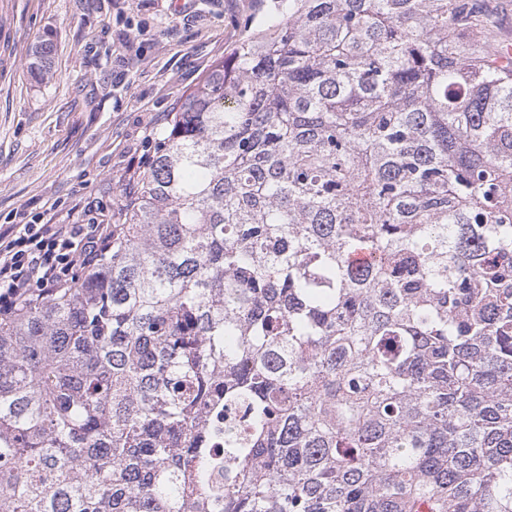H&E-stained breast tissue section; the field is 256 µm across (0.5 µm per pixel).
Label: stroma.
Listing matches in <instances>:
<instances>
[{
	"mask_svg": "<svg viewBox=\"0 0 512 512\" xmlns=\"http://www.w3.org/2000/svg\"><path fill=\"white\" fill-rule=\"evenodd\" d=\"M279 0H0V225L118 224L186 93ZM42 41L46 74L32 67Z\"/></svg>",
	"mask_w": 512,
	"mask_h": 512,
	"instance_id": "35a3bbf8",
	"label": "stroma"
}]
</instances>
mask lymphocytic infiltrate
Listing matches in <instances>:
<instances>
[{
  "label": "lymphocytic infiltrate",
  "mask_w": 512,
  "mask_h": 512,
  "mask_svg": "<svg viewBox=\"0 0 512 512\" xmlns=\"http://www.w3.org/2000/svg\"><path fill=\"white\" fill-rule=\"evenodd\" d=\"M112 246L108 224H41L0 231V317L33 293L50 295L77 285L76 268H89Z\"/></svg>",
  "instance_id": "lymphocytic-infiltrate-1"
}]
</instances>
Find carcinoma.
I'll use <instances>...</instances> for the list:
<instances>
[{
    "mask_svg": "<svg viewBox=\"0 0 512 512\" xmlns=\"http://www.w3.org/2000/svg\"><path fill=\"white\" fill-rule=\"evenodd\" d=\"M488 27L481 0H280L216 61L100 265L0 322V512H512Z\"/></svg>",
    "mask_w": 512,
    "mask_h": 512,
    "instance_id": "obj_1",
    "label": "carcinoma"
}]
</instances>
